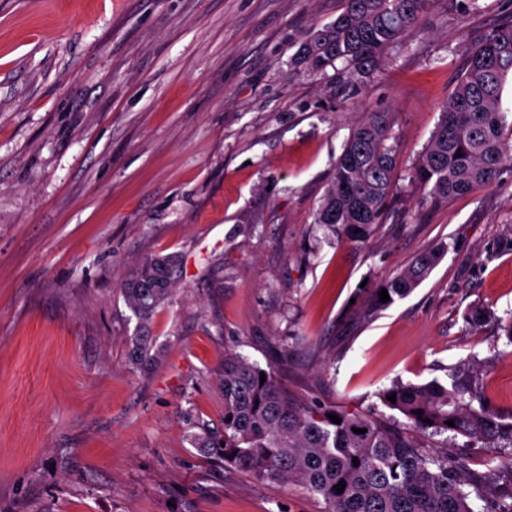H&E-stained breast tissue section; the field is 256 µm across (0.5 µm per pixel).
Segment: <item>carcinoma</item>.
<instances>
[{
  "mask_svg": "<svg viewBox=\"0 0 512 512\" xmlns=\"http://www.w3.org/2000/svg\"><path fill=\"white\" fill-rule=\"evenodd\" d=\"M430 0H344L342 12L302 45L306 62L323 69L342 62L362 75L378 69L382 54L420 27ZM512 81V20L487 31L469 53L468 67L441 119L421 151L414 181L435 201L489 185L512 172V140L503 90ZM395 113L367 112L351 129L336 160L317 223L354 240H364L380 223L392 189L398 144ZM461 156H456V153ZM445 252L441 245L418 253L407 268L382 284L363 310L371 318L409 295L431 274ZM178 256L140 261L123 294L142 321L169 302ZM135 364L151 366L160 353L149 352L147 337L135 339ZM265 382H260V375ZM224 395V427L217 429L187 414L193 447L261 480H282L323 499L327 512H476L468 481L448 459L419 452L410 432L432 437L463 436L473 442L512 447V423L472 406L457 383L431 380L397 382L379 397L399 412L405 427L367 414L293 395L273 367H261L230 352L217 377ZM396 394L392 403L387 395ZM333 414L341 423L332 422ZM432 420L427 424L424 419ZM454 421L449 426L446 421ZM363 433L356 434L353 429ZM358 463H353V459ZM345 489L336 491L339 482Z\"/></svg>",
  "mask_w": 512,
  "mask_h": 512,
  "instance_id": "obj_1",
  "label": "carcinoma"
}]
</instances>
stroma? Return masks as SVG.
<instances>
[{
    "label": "stroma",
    "mask_w": 512,
    "mask_h": 512,
    "mask_svg": "<svg viewBox=\"0 0 512 512\" xmlns=\"http://www.w3.org/2000/svg\"><path fill=\"white\" fill-rule=\"evenodd\" d=\"M342 0H0V512H326L193 448L222 427L234 351L290 391L401 422L379 392L458 379L512 423V172L437 203L413 180L469 51L512 0H431L378 72L312 70ZM396 113L392 199L365 241L316 224L364 113ZM430 276L373 318L356 304L421 250ZM179 255L148 321L123 284ZM481 308L496 319L471 326ZM162 354L134 369L136 337ZM500 470L504 448L417 435Z\"/></svg>",
    "instance_id": "35a3bbf8"
}]
</instances>
